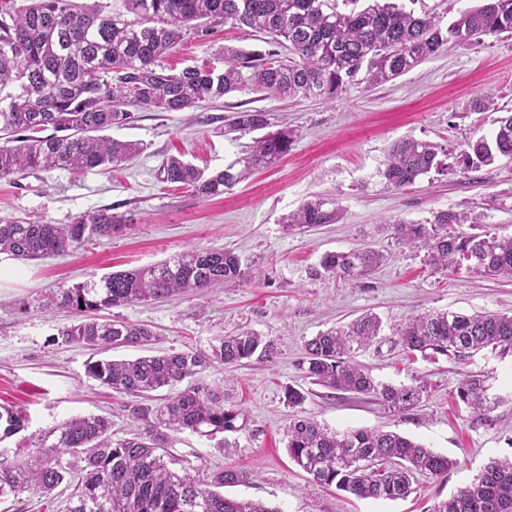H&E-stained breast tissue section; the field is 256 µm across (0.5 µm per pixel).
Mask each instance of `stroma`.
<instances>
[{
	"label": "stroma",
	"instance_id": "obj_1",
	"mask_svg": "<svg viewBox=\"0 0 512 512\" xmlns=\"http://www.w3.org/2000/svg\"><path fill=\"white\" fill-rule=\"evenodd\" d=\"M225 48L267 52L271 46L251 29L218 25L210 37H187L163 64L218 68ZM487 98L493 106L479 108ZM244 109L267 112L274 128L290 131L288 156L212 199L165 181L163 163L171 155L209 173L244 157L252 135L225 131L227 116ZM510 111L512 37L488 36L483 45L451 46L395 80L362 83L332 101L269 98L246 81L223 99L181 112L136 109L129 124L109 131L141 144L130 161L106 171L37 170L1 180L0 217L69 224L107 208L122 227L65 257L0 255V405L25 417L22 431L0 441V458L34 454L48 431L80 416L110 417L116 439L142 431L130 416L138 397L87 377L93 352L59 339L71 316L50 299L57 288L150 265L188 246L235 251L252 262L253 272L225 288L114 307L107 317L152 329L156 354L204 350L214 338L242 331L273 340L276 354L207 370L205 383L230 384L244 410L243 426L226 433L223 448L188 432L173 434L165 457L171 470L202 476L229 467L247 471L248 482L224 487V495L281 512H430L489 460L512 457V356L485 350L463 362L409 359L392 336L394 326L419 311L512 315V276L435 272L423 264L422 251L397 244L385 225L389 218L422 222L439 211H472L487 228L512 235V159L463 173L433 171L400 190L381 176L396 141L414 137L457 152L465 140L492 137L498 118ZM316 195L338 199L341 221L285 232L282 217ZM360 246L386 256L367 278H310L322 254ZM367 313L380 317L383 331L359 351L358 361L384 383L423 378L430 384L409 411L311 384L298 367L307 340ZM469 374L487 378V413L472 412L457 396ZM290 387L304 393L300 406L288 405ZM297 415L339 430H392L453 465L446 475L418 477L407 499H359L314 482L289 458L286 430ZM70 492L64 485L48 497L26 492L1 500L0 512H63Z\"/></svg>",
	"mask_w": 512,
	"mask_h": 512
}]
</instances>
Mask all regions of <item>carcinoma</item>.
<instances>
[{"label": "carcinoma", "instance_id": "carcinoma-1", "mask_svg": "<svg viewBox=\"0 0 512 512\" xmlns=\"http://www.w3.org/2000/svg\"><path fill=\"white\" fill-rule=\"evenodd\" d=\"M357 0H126L130 17L106 14L71 0H30L0 13V180L36 169L82 170L121 164L140 143L102 132L130 122V108L178 112L235 91L243 79L272 95L315 96L333 100L362 83L382 84L412 70L450 43L469 44L482 36L512 35V0H482L442 27L440 19L395 3L372 0L361 10L339 4ZM247 27L268 43L293 55L284 63L273 53L224 50V69L187 67L173 73L161 58L180 45L189 30L207 36L209 25ZM269 126L266 113H234L228 128L249 134ZM288 131L253 140L240 160L207 174L178 156L163 165L166 181L210 199L224 194L248 173L266 169L288 154ZM448 149L405 138L391 148L382 176L402 189L431 170L445 167ZM512 158V114L498 120L492 139L467 144L456 158L463 171ZM342 209L334 198L315 196L282 218L283 228L335 224ZM478 218L439 211L424 224L388 220L397 243L424 251L431 269L452 272L461 265L475 274L512 276V237L489 230L469 233ZM120 229L107 209L78 217L71 224L0 217V254L29 261L66 256ZM385 261L370 247L324 254L310 275L366 278ZM250 266L229 250L188 247L155 264L60 288L52 304L74 316L59 331L68 344L100 352L120 347L145 348L156 340L147 327L98 318L112 307L238 283ZM381 321L364 315L308 340L300 366L305 378L332 390L370 395L388 409L413 408L427 382L395 387L376 381L355 359L379 336ZM396 344L425 359L444 356L465 361L491 349L512 353V315H466L426 311L396 328ZM274 346L253 331L219 336L208 349L142 356L134 360L102 358L87 364V375L117 392L147 398L186 382L157 408L135 406L133 419L143 431L112 439V420L103 415L73 418L48 432L51 443L35 454L0 460V499L24 492L53 493L71 478L67 452L84 463L81 480L64 512H280L261 502L227 498L224 486L248 481V473L226 469L209 480L168 469L162 450L169 433L189 431L214 438L240 430L243 410L222 385L202 375L215 366L231 367L254 356L271 358ZM487 379L472 375L457 388L470 409L488 411ZM24 428L18 411L0 406V441ZM290 459L314 482L359 499H405L416 476L439 477L453 461L394 431L333 430L310 417L293 419L286 431ZM432 512H512V458L492 459L474 482L440 501Z\"/></svg>", "mask_w": 512, "mask_h": 512}]
</instances>
